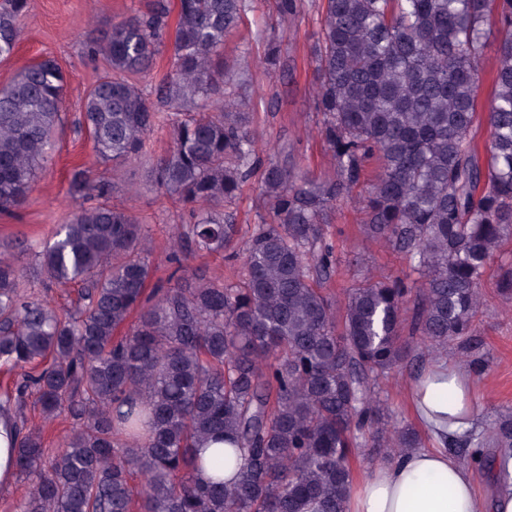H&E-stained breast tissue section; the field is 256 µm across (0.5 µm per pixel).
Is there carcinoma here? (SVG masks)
Instances as JSON below:
<instances>
[{
  "mask_svg": "<svg viewBox=\"0 0 512 512\" xmlns=\"http://www.w3.org/2000/svg\"><path fill=\"white\" fill-rule=\"evenodd\" d=\"M251 4L157 0L86 43L106 62L79 122L94 153L145 162L148 182L188 205L190 220L169 245L176 284L149 290L140 221L109 203L112 182L78 169L75 208L38 257L46 287L78 286L79 305L57 310L0 259V368L19 373L0 389V412L13 415L9 447L27 483L13 512H344L358 449L393 461L421 447L414 426L391 420L382 384L420 349L456 345L473 365L466 343L482 281L512 240V0H321L313 101L334 174L269 160L260 177L269 219L238 244L243 281L183 285L187 257L234 242L224 204L260 161L224 60L226 37ZM304 5L276 0L284 19ZM29 8L0 0L1 60L14 54ZM172 16L173 65L151 97L132 76L156 67ZM489 46L497 67L483 166L473 128ZM258 65L288 71L280 37L267 38ZM65 86L57 61L44 57L0 87L1 213L24 203L48 163ZM216 94L224 111L201 110ZM159 128L170 145L155 156ZM372 160L379 172L364 232L404 254L418 279L364 278L339 315L324 288L336 272L325 226ZM32 393L42 422L71 421L56 448L29 417ZM208 440L231 446L210 464L237 470L233 480L196 477L194 449ZM448 447L471 458L512 448V416L450 437Z\"/></svg>",
  "mask_w": 512,
  "mask_h": 512,
  "instance_id": "carcinoma-1",
  "label": "carcinoma"
}]
</instances>
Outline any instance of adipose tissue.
<instances>
[{"instance_id": "adipose-tissue-1", "label": "adipose tissue", "mask_w": 512, "mask_h": 512, "mask_svg": "<svg viewBox=\"0 0 512 512\" xmlns=\"http://www.w3.org/2000/svg\"><path fill=\"white\" fill-rule=\"evenodd\" d=\"M474 368L432 361L405 382L421 431L432 440L355 483L346 512H512V449L489 461L493 495L483 494L472 468L444 449L448 435L477 421Z\"/></svg>"}]
</instances>
